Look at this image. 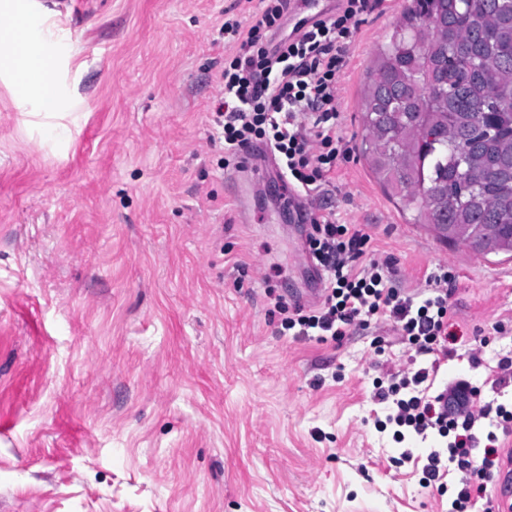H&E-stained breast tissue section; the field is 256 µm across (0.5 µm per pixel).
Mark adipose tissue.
<instances>
[{
    "mask_svg": "<svg viewBox=\"0 0 512 512\" xmlns=\"http://www.w3.org/2000/svg\"><path fill=\"white\" fill-rule=\"evenodd\" d=\"M0 14L12 20L0 29V67L15 83L17 109L45 121L54 119L60 100L49 78L56 69L50 29L33 21L27 0H0Z\"/></svg>",
    "mask_w": 512,
    "mask_h": 512,
    "instance_id": "1",
    "label": "adipose tissue"
}]
</instances>
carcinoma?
I'll return each instance as SVG.
<instances>
[{
	"instance_id": "cac0c4a2",
	"label": "carcinoma",
	"mask_w": 512,
	"mask_h": 512,
	"mask_svg": "<svg viewBox=\"0 0 512 512\" xmlns=\"http://www.w3.org/2000/svg\"><path fill=\"white\" fill-rule=\"evenodd\" d=\"M508 69L512 0H412L365 74L362 153L450 245L512 253V77H495ZM481 224L499 225L492 242Z\"/></svg>"
}]
</instances>
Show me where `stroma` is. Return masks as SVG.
<instances>
[{"instance_id":"obj_1","label":"stroma","mask_w":512,"mask_h":512,"mask_svg":"<svg viewBox=\"0 0 512 512\" xmlns=\"http://www.w3.org/2000/svg\"><path fill=\"white\" fill-rule=\"evenodd\" d=\"M408 3L371 0L347 47L350 158L325 205L398 285L452 269L431 394L465 378L512 405V256L437 239L360 150L364 76ZM29 5L75 118L63 138L30 126L0 78V512H448L373 426L374 380L428 363L394 323L336 343L279 333L275 298L322 289L301 255L312 206L291 203L271 157L221 168L211 122L235 50L223 25L262 0Z\"/></svg>"}]
</instances>
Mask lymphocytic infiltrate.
I'll return each instance as SVG.
<instances>
[{"instance_id":"obj_1","label":"lymphocytic infiltrate","mask_w":512,"mask_h":512,"mask_svg":"<svg viewBox=\"0 0 512 512\" xmlns=\"http://www.w3.org/2000/svg\"><path fill=\"white\" fill-rule=\"evenodd\" d=\"M290 0H269L250 25L224 24L235 42L225 58L222 93L214 105V122L222 130L224 160L240 164L256 145L272 152L281 177L298 197L319 201L332 174L349 154L336 134L337 85L346 63V47L354 37L369 0H342L340 7L308 26L285 33ZM305 247L321 268L324 288L314 308L287 305L275 299L281 327L294 338L339 341L349 332L368 328L372 320H392L403 341L421 355L448 353V299L455 280L447 268L432 273L430 292L412 293L399 287L385 266L367 259L369 236L352 224L337 223L334 213L314 215ZM430 370L418 368L389 385H376L374 398L391 402L387 421L394 438L427 437L437 431L446 446L432 450L422 468L421 485L444 493L450 468L461 473L449 512H470L485 497L486 483L500 464L499 433L512 432V410L485 402L479 410H443L439 397L423 386ZM492 429L482 458H474L479 420Z\"/></svg>"}]
</instances>
